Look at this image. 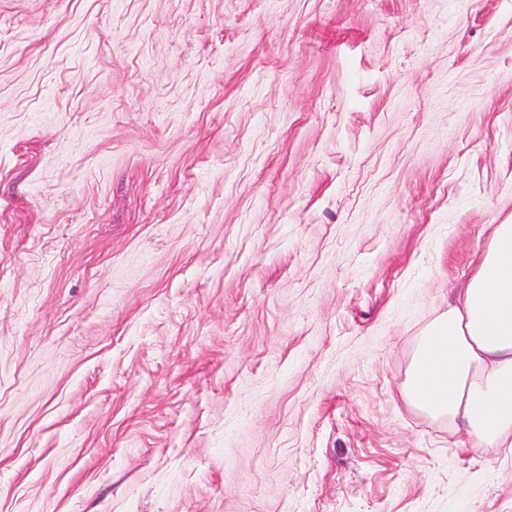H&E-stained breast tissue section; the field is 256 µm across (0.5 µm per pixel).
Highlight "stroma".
I'll return each instance as SVG.
<instances>
[{
    "label": "stroma",
    "instance_id": "35a3bbf8",
    "mask_svg": "<svg viewBox=\"0 0 512 512\" xmlns=\"http://www.w3.org/2000/svg\"><path fill=\"white\" fill-rule=\"evenodd\" d=\"M512 223V0H0V512H512L411 407Z\"/></svg>",
    "mask_w": 512,
    "mask_h": 512
}]
</instances>
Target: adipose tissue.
Returning <instances> with one entry per match:
<instances>
[{"label": "adipose tissue", "instance_id": "ef3b65f1", "mask_svg": "<svg viewBox=\"0 0 512 512\" xmlns=\"http://www.w3.org/2000/svg\"><path fill=\"white\" fill-rule=\"evenodd\" d=\"M404 394L479 444L512 447V224L495 225L458 304L420 337Z\"/></svg>", "mask_w": 512, "mask_h": 512}]
</instances>
